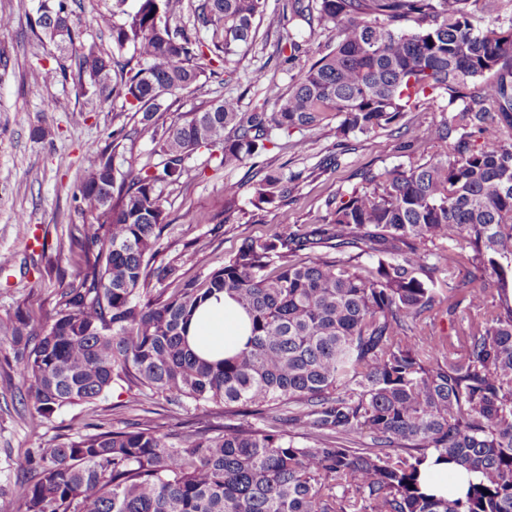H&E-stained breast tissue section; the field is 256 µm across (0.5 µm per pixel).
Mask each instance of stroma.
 Here are the masks:
<instances>
[{"mask_svg": "<svg viewBox=\"0 0 512 512\" xmlns=\"http://www.w3.org/2000/svg\"><path fill=\"white\" fill-rule=\"evenodd\" d=\"M114 4L115 0H69L74 15L81 19L80 42L109 47ZM38 6L39 0H0V14L13 18L11 28L0 30V324L10 323L20 310L34 320H45L53 289L60 277L72 273L76 262L70 251H57L60 231L86 220L73 198L82 177L81 152L110 132L135 126L130 113L100 107L91 95L76 98L71 83L57 80L46 86L36 81V74L58 65L51 46L31 31ZM272 52V45L256 41L230 62L234 71L230 81L203 75L196 88L169 99V109L160 113V121L171 123L225 94L240 97L243 111H252L264 100H276L286 92L290 76L315 60L311 54L300 56L284 71ZM262 69L273 75V84L254 82V74ZM49 97L55 101L50 112L44 106ZM76 110L83 113L77 122L72 119ZM448 112L447 100L440 98L408 113L402 127L382 128L344 141L338 140V120L331 116L315 129L301 131V138L309 142L305 153L276 148L239 168L219 170L207 153L196 154L194 174L183 184L164 190L168 217L161 244L165 259L177 264L185 276H203L222 267L244 239L269 234L281 217H288L300 229L326 223L329 200L347 197L358 185L360 171L382 172L406 163V156L397 149L399 142L414 141L417 158L435 154L438 147L429 132ZM39 125L47 129L41 138L32 134ZM331 153L338 158L337 167L322 169L321 160ZM271 169L295 175L292 192L279 206L255 210L251 205L253 177ZM228 183L241 186L245 216L237 224H220L215 219ZM21 214L28 216V223H17ZM5 391L6 383L0 379V482L11 472L10 455L21 448L43 447L51 438L67 433L74 414L73 409H63L35 433L26 424L23 407L5 398ZM115 404L124 405L130 419L164 414L176 431L202 415L201 408L191 403L171 408L164 400L119 388L99 402L97 409L105 415Z\"/></svg>", "mask_w": 512, "mask_h": 512, "instance_id": "obj_1", "label": "stroma"}]
</instances>
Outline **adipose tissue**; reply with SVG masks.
Masks as SVG:
<instances>
[{"label": "adipose tissue", "mask_w": 512, "mask_h": 512, "mask_svg": "<svg viewBox=\"0 0 512 512\" xmlns=\"http://www.w3.org/2000/svg\"><path fill=\"white\" fill-rule=\"evenodd\" d=\"M249 320L229 296L210 299L192 320L188 343L210 358L230 357L244 348Z\"/></svg>", "instance_id": "obj_1"}]
</instances>
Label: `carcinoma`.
Wrapping results in <instances>:
<instances>
[{"mask_svg": "<svg viewBox=\"0 0 512 512\" xmlns=\"http://www.w3.org/2000/svg\"><path fill=\"white\" fill-rule=\"evenodd\" d=\"M136 2L112 22L111 51L87 44L72 76H41L140 119L83 153L75 200L89 220L68 231L77 267L46 321L19 312L3 327L18 359L8 387L33 431L115 385L218 409L179 433L81 411L67 437L15 457L0 485L10 512H512V26H475L467 0H282V19L329 27L332 41L276 40L285 64L317 55L276 109L224 97L166 126V98L197 86L199 60L226 65L255 43L268 0ZM71 15L67 0H41L32 32L63 55ZM437 96L456 106L432 132L440 151L364 171L328 225L300 232L284 212L274 234L204 277L161 258L162 188L181 184L200 149L237 168L332 112L336 135H369ZM145 136L165 156L152 171L132 162ZM294 179L266 172L251 204L284 201ZM239 200L224 185V223ZM331 241L376 262L307 254ZM448 241L458 251L443 294L429 286L427 246ZM486 268L496 288L473 287ZM217 293L250 329L237 354L209 360L186 336ZM435 309L456 341L428 323ZM434 454L481 479L462 496L422 492Z\"/></svg>", "mask_w": 512, "mask_h": 512, "instance_id": "1", "label": "carcinoma"}]
</instances>
